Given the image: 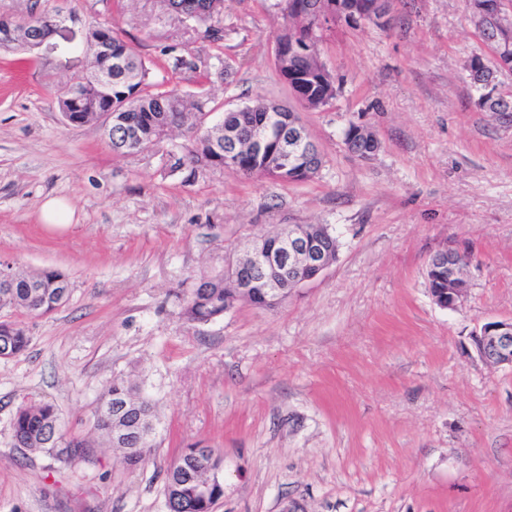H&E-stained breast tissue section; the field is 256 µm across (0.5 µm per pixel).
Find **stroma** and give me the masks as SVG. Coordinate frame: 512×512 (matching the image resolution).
<instances>
[{
  "label": "stroma",
  "mask_w": 512,
  "mask_h": 512,
  "mask_svg": "<svg viewBox=\"0 0 512 512\" xmlns=\"http://www.w3.org/2000/svg\"><path fill=\"white\" fill-rule=\"evenodd\" d=\"M140 54L157 90L205 94L222 111L293 104L273 62L283 0H224L216 39L156 0H72ZM330 104L299 115L323 153L302 184L171 171L168 141L114 154L103 123L54 103L65 49H0V264L55 269L68 300L43 316L5 308L27 350L0 359V512H168L167 468L200 442L224 459L215 512H512V367L472 336L512 318V117L483 111L469 59L488 50L466 0H393L388 27L339 23L319 45ZM195 61L173 70L175 57ZM381 143L348 151L350 124ZM51 197L72 209L48 224ZM287 224H328L336 262L269 309L243 304L207 323L182 315L192 284L226 249ZM470 256L453 311L432 301L426 266ZM125 379L152 400L158 435L127 463L94 428ZM57 406L70 456L18 447L24 404Z\"/></svg>",
  "instance_id": "1"
}]
</instances>
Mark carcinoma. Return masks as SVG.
<instances>
[{"label":"carcinoma","instance_id":"obj_1","mask_svg":"<svg viewBox=\"0 0 512 512\" xmlns=\"http://www.w3.org/2000/svg\"><path fill=\"white\" fill-rule=\"evenodd\" d=\"M162 11L180 18H190L205 37L215 33L214 22L224 10V0H158ZM54 15L44 13L27 20L16 21L6 18L0 12V26L12 25L14 35L6 44H16L30 49L29 37L36 31L51 32ZM112 40V61H107L98 53L99 41ZM310 39V31L292 21L288 29V83L305 96H315L323 92V87L306 79L309 62L301 53L305 41ZM85 51L90 63L105 67L112 65V88L95 90L82 83L69 84L57 90L56 103L63 115L77 123H90L100 119L103 113H112V152L129 155L154 145L161 137L174 129L191 133L195 128L201 132L188 149L171 168L184 170L190 178L203 171L222 169L225 159L232 152L233 170L243 176L264 175L272 179L301 183L311 180L302 172L306 165L305 154L296 150L293 165L280 170L277 153L281 150V134L284 129L300 124L295 112H269L266 102L257 100L245 112H226L219 123L201 128L202 106L206 99L189 100L178 89L153 92L149 82L150 68L145 59L134 53L129 45L119 37L112 26L106 23H90L86 28ZM256 123L264 124L265 146L257 147L249 143ZM236 132L237 147L226 148L224 131ZM353 136L361 157L367 158L379 148L373 134H359L354 126H349L345 136ZM270 275L268 271H251L240 267L239 250L233 249L227 259V267L220 274L204 278L194 284L184 295L182 314L197 323L209 322L224 315V309L235 308L248 303L258 308L267 304L260 290L248 295L237 292V284L244 279L262 280ZM70 294V281L66 274L58 270H43L30 275H16L13 287L0 288V308H11L31 315H45L53 312L66 302ZM0 344L7 345L10 355L22 354L29 345V336L17 323L0 320ZM127 403L123 418L131 423L141 422L140 429L133 433L128 447L134 449L124 458L138 462L145 456L146 449L153 447L155 439V415L151 402L136 395L135 389L124 381L114 380L101 398L96 414V426L112 440L115 426L114 407ZM14 437L19 446L30 451L59 449V453L72 454L73 444L63 432L58 409L50 403H33L20 407L12 422ZM195 443L178 458L167 470L164 480V494L169 504V512H207L210 504L193 496V484L210 482L217 492L224 491L222 476L223 458L220 456L198 458Z\"/></svg>","mask_w":512,"mask_h":512}]
</instances>
